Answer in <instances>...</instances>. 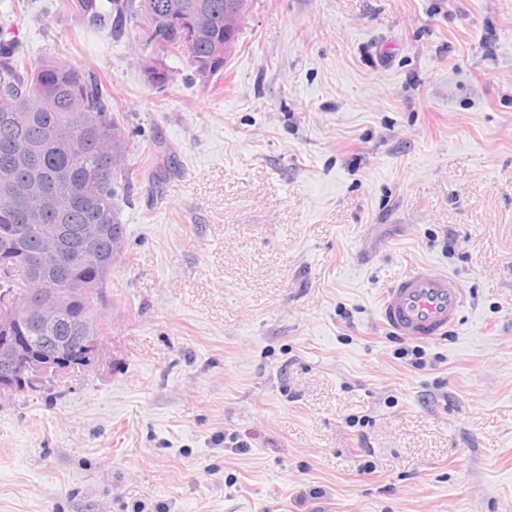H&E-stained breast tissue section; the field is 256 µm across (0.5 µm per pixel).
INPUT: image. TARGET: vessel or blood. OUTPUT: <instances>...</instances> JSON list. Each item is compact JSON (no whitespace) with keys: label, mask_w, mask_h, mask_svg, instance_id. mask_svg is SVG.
Returning a JSON list of instances; mask_svg holds the SVG:
<instances>
[{"label":"vessel or blood","mask_w":512,"mask_h":512,"mask_svg":"<svg viewBox=\"0 0 512 512\" xmlns=\"http://www.w3.org/2000/svg\"><path fill=\"white\" fill-rule=\"evenodd\" d=\"M462 308L458 281L429 265L396 279L379 301L382 324L395 336L417 342L435 340L456 328Z\"/></svg>","instance_id":"b4317fda"}]
</instances>
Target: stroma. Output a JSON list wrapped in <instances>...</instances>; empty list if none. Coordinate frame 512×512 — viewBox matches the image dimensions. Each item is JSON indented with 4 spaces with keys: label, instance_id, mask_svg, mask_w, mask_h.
Instances as JSON below:
<instances>
[{
    "label": "stroma",
    "instance_id": "obj_1",
    "mask_svg": "<svg viewBox=\"0 0 512 512\" xmlns=\"http://www.w3.org/2000/svg\"><path fill=\"white\" fill-rule=\"evenodd\" d=\"M56 3L13 30L112 96L123 258L99 363L0 403V512H512V0H251L167 89ZM421 264L464 313L419 345ZM462 308L458 281L429 265L396 279L379 301L382 324L395 336L417 342L435 340L456 328Z\"/></svg>",
    "mask_w": 512,
    "mask_h": 512
}]
</instances>
